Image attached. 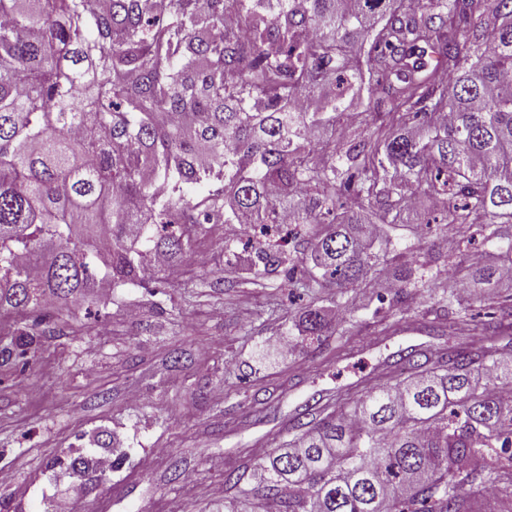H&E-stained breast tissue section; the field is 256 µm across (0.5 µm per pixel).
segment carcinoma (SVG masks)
Returning <instances> with one entry per match:
<instances>
[{"label": "carcinoma", "instance_id": "obj_1", "mask_svg": "<svg viewBox=\"0 0 512 512\" xmlns=\"http://www.w3.org/2000/svg\"><path fill=\"white\" fill-rule=\"evenodd\" d=\"M365 86L362 132L317 146ZM434 198L456 250L381 259L378 225ZM203 224L259 231L224 246L254 278L290 262L343 293L394 264L397 304L433 269L448 328L470 322L512 280V0H0V311L160 282ZM42 325L0 359L35 356ZM473 331L506 344L397 351L389 381L305 410L254 468L224 472V512L512 497V295ZM328 333L309 307L302 335Z\"/></svg>", "mask_w": 512, "mask_h": 512}]
</instances>
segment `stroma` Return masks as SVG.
<instances>
[{
    "label": "stroma",
    "mask_w": 512,
    "mask_h": 512,
    "mask_svg": "<svg viewBox=\"0 0 512 512\" xmlns=\"http://www.w3.org/2000/svg\"><path fill=\"white\" fill-rule=\"evenodd\" d=\"M440 210L390 233L402 252L447 250ZM237 224H211L163 288L111 289L51 306V331L24 368L0 362V483L8 512H46L61 483L74 512H224V473L253 464L286 438L305 404H333L389 380L394 354L436 351L441 289L417 283L410 313L379 314L374 292L290 288L276 276L224 278L223 245ZM347 319L323 345L298 328L309 305ZM292 345L280 354L272 340ZM107 444L120 460L105 476L63 479L67 458Z\"/></svg>",
    "instance_id": "obj_1"
}]
</instances>
